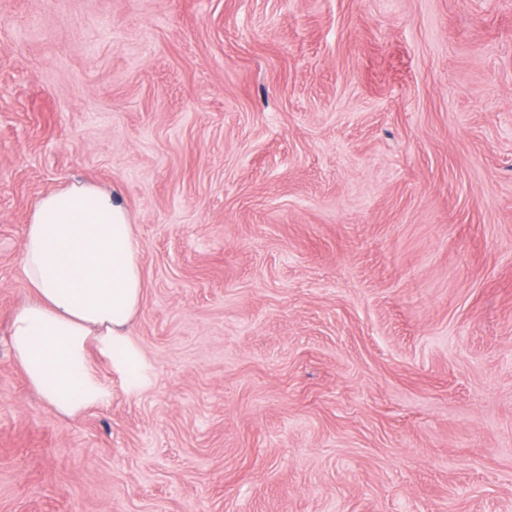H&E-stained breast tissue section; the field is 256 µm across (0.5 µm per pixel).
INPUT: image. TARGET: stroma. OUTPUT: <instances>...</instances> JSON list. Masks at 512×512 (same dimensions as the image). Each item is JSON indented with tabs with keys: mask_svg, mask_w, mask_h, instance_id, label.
Here are the masks:
<instances>
[{
	"mask_svg": "<svg viewBox=\"0 0 512 512\" xmlns=\"http://www.w3.org/2000/svg\"><path fill=\"white\" fill-rule=\"evenodd\" d=\"M74 181L151 380L65 419L8 328ZM0 512H512V0H0Z\"/></svg>",
	"mask_w": 512,
	"mask_h": 512,
	"instance_id": "obj_1",
	"label": "stroma"
}]
</instances>
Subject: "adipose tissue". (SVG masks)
I'll list each match as a JSON object with an SVG mask.
<instances>
[{
	"label": "adipose tissue",
	"instance_id": "adipose-tissue-1",
	"mask_svg": "<svg viewBox=\"0 0 512 512\" xmlns=\"http://www.w3.org/2000/svg\"><path fill=\"white\" fill-rule=\"evenodd\" d=\"M141 250L126 207L97 185L51 191L33 208L21 248L29 295L12 314L10 344L27 384L60 415L111 399L97 358L111 360L132 388L150 379L133 339Z\"/></svg>",
	"mask_w": 512,
	"mask_h": 512
}]
</instances>
